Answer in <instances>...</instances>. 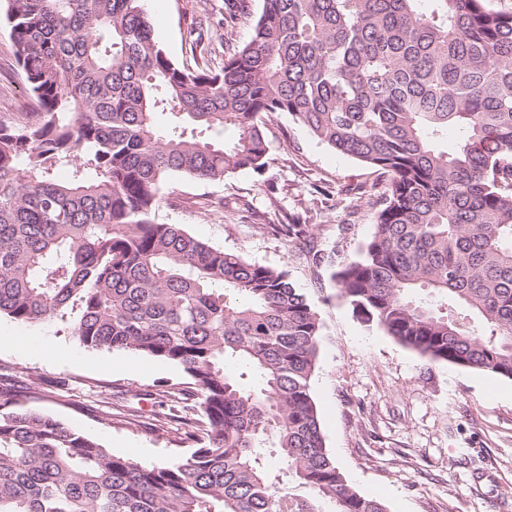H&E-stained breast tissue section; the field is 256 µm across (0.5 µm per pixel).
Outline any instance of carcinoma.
<instances>
[{
    "instance_id": "obj_1",
    "label": "carcinoma",
    "mask_w": 512,
    "mask_h": 512,
    "mask_svg": "<svg viewBox=\"0 0 512 512\" xmlns=\"http://www.w3.org/2000/svg\"><path fill=\"white\" fill-rule=\"evenodd\" d=\"M140 2L8 0L33 111L0 118V317L61 321L85 348L180 366L193 386L161 393L191 411L198 448L164 465L115 456L21 405L6 377L0 512H320L325 499L387 512L325 445L306 294L154 214L169 176L263 173L265 118L286 112L391 174L360 257L313 252L338 268V297L432 362L512 379V13L489 0H263L250 40L215 68L174 62ZM228 128L229 144L209 136ZM290 480L309 494L282 491Z\"/></svg>"
}]
</instances>
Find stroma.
<instances>
[{"label":"stroma","mask_w":512,"mask_h":512,"mask_svg":"<svg viewBox=\"0 0 512 512\" xmlns=\"http://www.w3.org/2000/svg\"><path fill=\"white\" fill-rule=\"evenodd\" d=\"M154 37L177 63L192 64L200 39L213 62L251 35L262 0L227 17L224 0H142ZM7 25H0V114L29 111ZM269 164L221 182L169 177L157 222L179 224L208 244L287 271L313 301L321 336L311 380L327 448L348 483L388 512H512V380L435 363L353 315L334 270L312 249L356 258L372 232L367 199L387 175L320 142L291 116L267 119ZM291 225L290 234L273 232ZM21 337L26 351L9 346ZM0 372L36 387L29 407L83 431L112 454L146 465L188 457L183 425L156 430L169 405L165 384L186 386L181 367L129 351L80 346L61 322L0 318ZM136 407L138 424L127 419Z\"/></svg>","instance_id":"35a3bbf8"}]
</instances>
